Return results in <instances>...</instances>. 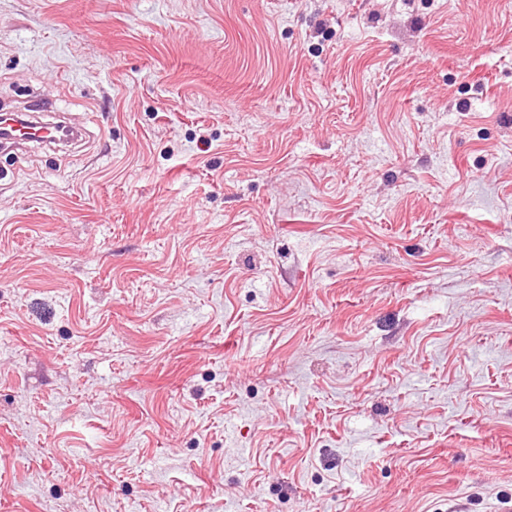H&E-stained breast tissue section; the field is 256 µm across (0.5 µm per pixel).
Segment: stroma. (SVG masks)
Segmentation results:
<instances>
[{"mask_svg": "<svg viewBox=\"0 0 512 512\" xmlns=\"http://www.w3.org/2000/svg\"><path fill=\"white\" fill-rule=\"evenodd\" d=\"M0 512H512V0H0Z\"/></svg>", "mask_w": 512, "mask_h": 512, "instance_id": "1", "label": "stroma"}]
</instances>
